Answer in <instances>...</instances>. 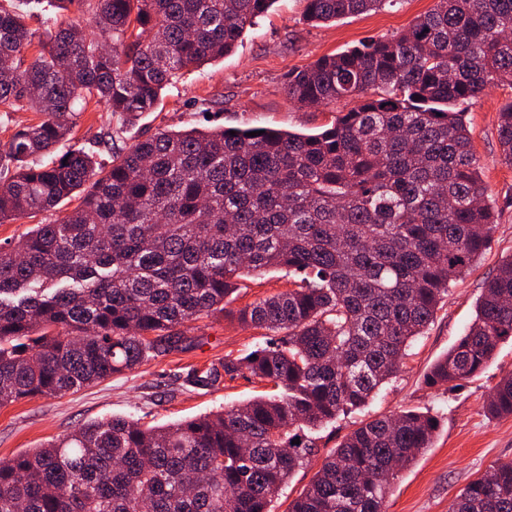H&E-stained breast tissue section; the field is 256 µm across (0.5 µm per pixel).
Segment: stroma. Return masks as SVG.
I'll use <instances>...</instances> for the list:
<instances>
[{
	"label": "stroma",
	"instance_id": "stroma-1",
	"mask_svg": "<svg viewBox=\"0 0 512 512\" xmlns=\"http://www.w3.org/2000/svg\"><path fill=\"white\" fill-rule=\"evenodd\" d=\"M435 4L436 0H397L381 11L311 25L303 19V0H277L269 13L245 32L231 54L183 74L167 87L159 108L129 127L126 141L145 140L160 128L265 126L317 132L331 124L335 109L294 104L285 89V75L364 39L398 33ZM511 101L512 86L501 84L463 106L487 199L498 214L485 253L469 273L451 282L434 321L413 343L397 377L367 406L339 415L316 433L313 454L282 488L271 505L272 512H285L312 479L322 458L361 421L403 409L431 412L439 417L441 428L433 448L392 481L386 512H450L455 496L467 483L493 463L512 461V416L496 418L486 411L496 384L512 373L511 341L501 343L485 370L460 387H431L425 381L433 362L456 343L474 319L475 304L487 278L512 255V166L502 160L497 137L498 111ZM68 145L94 152L101 164L110 161V147L102 137L97 113L82 115ZM289 286L283 272L246 277L232 306L241 308ZM190 333L197 336L196 344L102 383L0 407V461L33 452L94 420L124 417L151 426L167 425L271 393L270 385L243 378L204 385L194 377L225 354H246L261 343L260 331L218 313L191 323Z\"/></svg>",
	"mask_w": 512,
	"mask_h": 512
}]
</instances>
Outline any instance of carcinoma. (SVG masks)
I'll list each match as a JSON object with an SVG mask.
<instances>
[{
  "mask_svg": "<svg viewBox=\"0 0 512 512\" xmlns=\"http://www.w3.org/2000/svg\"><path fill=\"white\" fill-rule=\"evenodd\" d=\"M54 2L91 22L47 17L33 29L18 0H0V112L35 114L0 150L16 164L0 178V223L76 201L0 246V406L183 348L194 340L184 326L225 311L246 275L296 281L238 310L265 344L203 376L278 393L165 426L85 424L0 462V512H271L313 432L396 377L451 278L488 246L494 214L456 105L512 84V0H437L398 34L288 72L302 106L356 100L318 133L160 129L111 151L107 168L82 149L54 154L87 104L116 141L180 75L232 52L276 0ZM304 2L316 24L397 0ZM498 136L512 165V103ZM510 338L512 257L427 384L461 385ZM487 411L512 416V374ZM439 426L411 409L362 422L287 512H384L391 480ZM454 512H512V462L469 482Z\"/></svg>",
  "mask_w": 512,
  "mask_h": 512,
  "instance_id": "carcinoma-1",
  "label": "carcinoma"
}]
</instances>
